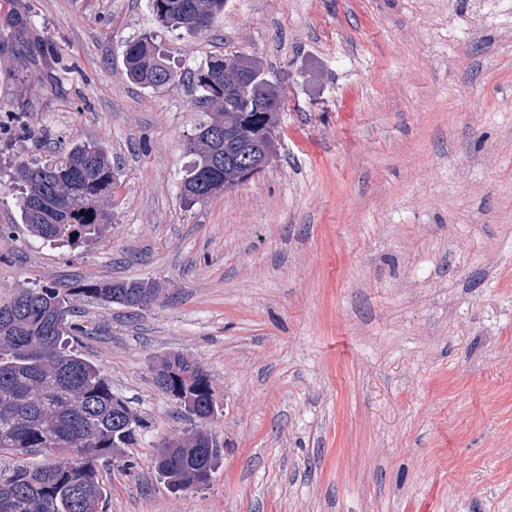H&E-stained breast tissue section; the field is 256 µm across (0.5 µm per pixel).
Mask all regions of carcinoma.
<instances>
[{
	"mask_svg": "<svg viewBox=\"0 0 512 512\" xmlns=\"http://www.w3.org/2000/svg\"><path fill=\"white\" fill-rule=\"evenodd\" d=\"M225 0H149L166 27L201 33L224 12ZM126 75L144 89H175L184 73L171 65L152 36L125 43ZM194 105L211 112L189 140L196 160L184 183L185 200L204 202L240 179L237 159L276 149L282 100L264 67L246 54L215 56L192 76ZM24 223L36 235L76 243L108 223L103 203L119 175L104 146H74L65 159L17 171ZM94 301L140 308L154 301L155 285L125 279L89 281L77 289L54 284L21 287L0 297V452H52L46 462L0 469V512H99L106 488L99 464L134 440L141 419L112 392L110 381L70 347L67 338L93 328L74 319L71 293ZM159 388L192 404L199 417L223 403L198 363L173 352L155 369ZM221 449L203 429L167 442L155 458L159 474L175 488L208 484Z\"/></svg>",
	"mask_w": 512,
	"mask_h": 512,
	"instance_id": "carcinoma-1",
	"label": "carcinoma"
}]
</instances>
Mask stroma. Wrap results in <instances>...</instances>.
I'll use <instances>...</instances> for the list:
<instances>
[{"instance_id": "stroma-1", "label": "stroma", "mask_w": 512, "mask_h": 512, "mask_svg": "<svg viewBox=\"0 0 512 512\" xmlns=\"http://www.w3.org/2000/svg\"><path fill=\"white\" fill-rule=\"evenodd\" d=\"M154 34L182 71L261 61L283 98L265 169L186 203L191 85L128 81ZM0 295L54 283L77 349L144 422L104 512H512V0H226L201 34L148 0H0ZM97 142L119 167L79 245L23 224L20 165ZM156 283L143 309L77 294ZM179 351L223 412L208 486L154 468L189 427ZM155 380L160 390L164 389L183 401V404L175 402L181 410L184 411L183 405L192 403L199 419L209 416L213 410L216 411L217 417L223 412V403L211 390L207 372L197 362L180 352L171 353L159 363L155 369ZM167 393L165 395L171 398L172 396ZM187 415L200 422L191 413Z\"/></svg>"}]
</instances>
